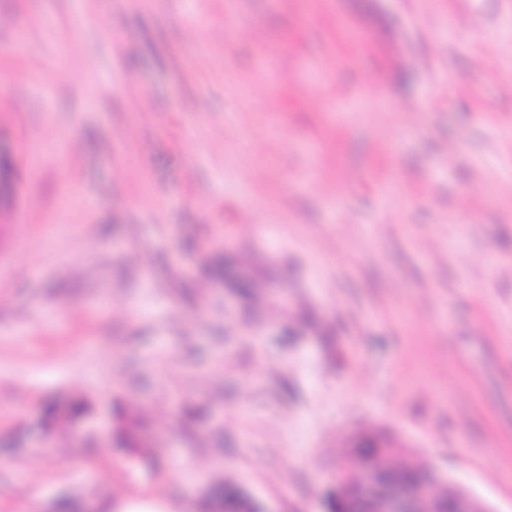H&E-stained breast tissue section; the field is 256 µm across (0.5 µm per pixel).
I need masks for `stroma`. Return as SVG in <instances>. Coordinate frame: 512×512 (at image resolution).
Listing matches in <instances>:
<instances>
[{
    "label": "stroma",
    "mask_w": 512,
    "mask_h": 512,
    "mask_svg": "<svg viewBox=\"0 0 512 512\" xmlns=\"http://www.w3.org/2000/svg\"><path fill=\"white\" fill-rule=\"evenodd\" d=\"M0 75V512H322L361 430L512 512V0H0Z\"/></svg>",
    "instance_id": "obj_1"
}]
</instances>
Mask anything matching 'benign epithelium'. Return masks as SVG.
Listing matches in <instances>:
<instances>
[{"label": "benign epithelium", "instance_id": "1", "mask_svg": "<svg viewBox=\"0 0 512 512\" xmlns=\"http://www.w3.org/2000/svg\"><path fill=\"white\" fill-rule=\"evenodd\" d=\"M443 480L439 473H430L411 488H405L387 477L383 469L367 464L351 471L342 466L336 470L328 490L342 496L344 491L356 488L357 512H372L380 503L383 512H414L418 502H432L437 484ZM434 512H493L483 502L475 499L465 488L448 485V500L438 505Z\"/></svg>", "mask_w": 512, "mask_h": 512}]
</instances>
